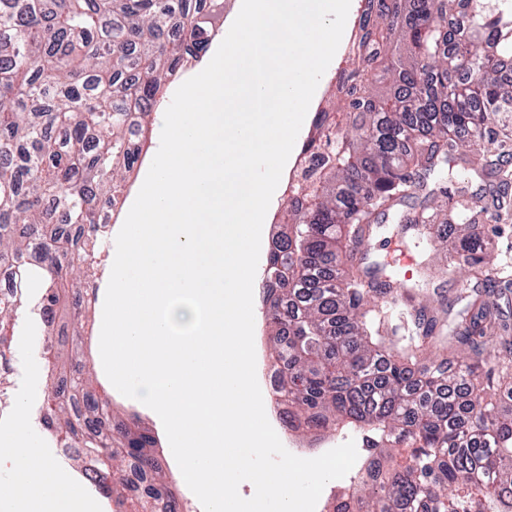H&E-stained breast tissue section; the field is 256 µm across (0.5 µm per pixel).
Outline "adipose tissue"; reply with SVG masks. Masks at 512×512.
<instances>
[{
    "instance_id": "1",
    "label": "adipose tissue",
    "mask_w": 512,
    "mask_h": 512,
    "mask_svg": "<svg viewBox=\"0 0 512 512\" xmlns=\"http://www.w3.org/2000/svg\"><path fill=\"white\" fill-rule=\"evenodd\" d=\"M10 462V480L0 486V512H11L21 498L26 501L24 512H87V503L72 484L51 478L50 462L27 438H20Z\"/></svg>"
}]
</instances>
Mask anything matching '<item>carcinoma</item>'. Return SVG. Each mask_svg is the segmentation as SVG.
<instances>
[{
  "mask_svg": "<svg viewBox=\"0 0 512 512\" xmlns=\"http://www.w3.org/2000/svg\"><path fill=\"white\" fill-rule=\"evenodd\" d=\"M342 97L314 114L300 154L315 168L291 190L261 276L272 355L290 407L288 430L336 425L372 435L365 475L336 512H512V407L488 393L494 368L479 357L508 331L494 293L491 241L452 228L464 257L452 285L466 305L451 328L458 367H427L420 345L381 335L379 296L412 300L398 276L368 262L388 230L431 235L390 214L408 192L435 202L457 163L500 150L490 117L512 112V0H362ZM224 0H12L0 7V268L15 290L0 300V362L8 331L42 290L46 325L74 309L102 252L108 224L139 160L167 76L216 37ZM85 366L48 375L45 426L77 456L91 455L90 485L122 512H184L148 453L154 439L118 423L88 390Z\"/></svg>",
  "mask_w": 512,
  "mask_h": 512,
  "instance_id": "cac0c4a2",
  "label": "carcinoma"
}]
</instances>
